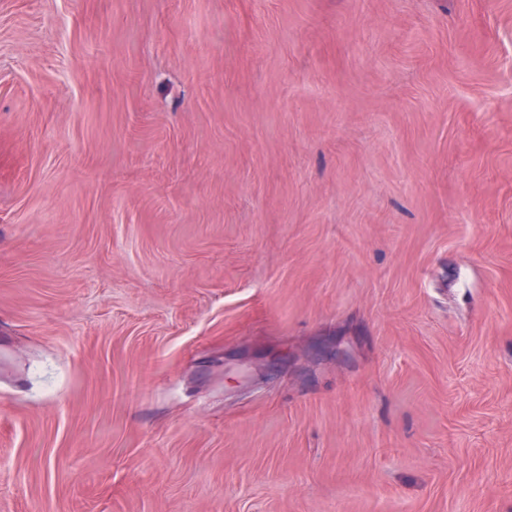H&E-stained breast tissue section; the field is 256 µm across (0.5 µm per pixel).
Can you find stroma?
Segmentation results:
<instances>
[{
  "mask_svg": "<svg viewBox=\"0 0 512 512\" xmlns=\"http://www.w3.org/2000/svg\"><path fill=\"white\" fill-rule=\"evenodd\" d=\"M0 512H512V0H0Z\"/></svg>",
  "mask_w": 512,
  "mask_h": 512,
  "instance_id": "1",
  "label": "stroma"
}]
</instances>
